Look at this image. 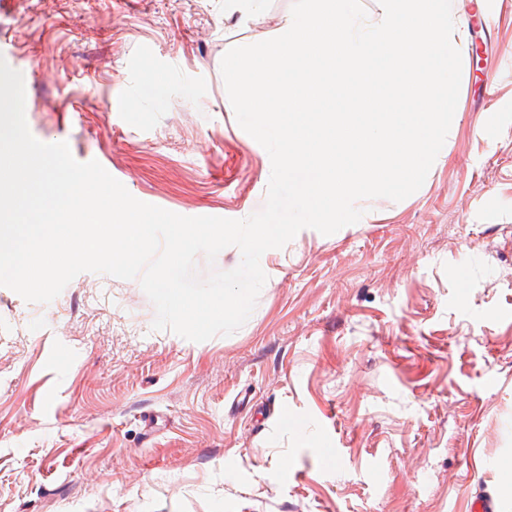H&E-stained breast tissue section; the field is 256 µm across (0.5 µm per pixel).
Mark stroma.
I'll use <instances>...</instances> for the list:
<instances>
[{
    "instance_id": "1",
    "label": "stroma",
    "mask_w": 512,
    "mask_h": 512,
    "mask_svg": "<svg viewBox=\"0 0 512 512\" xmlns=\"http://www.w3.org/2000/svg\"><path fill=\"white\" fill-rule=\"evenodd\" d=\"M225 0H0L25 117L136 199L244 219L267 151L225 111ZM448 158L362 223L266 251L246 323L153 329L138 280L84 272L49 303L0 286V512H467L512 454V0H454ZM336 468L320 466L325 445Z\"/></svg>"
}]
</instances>
